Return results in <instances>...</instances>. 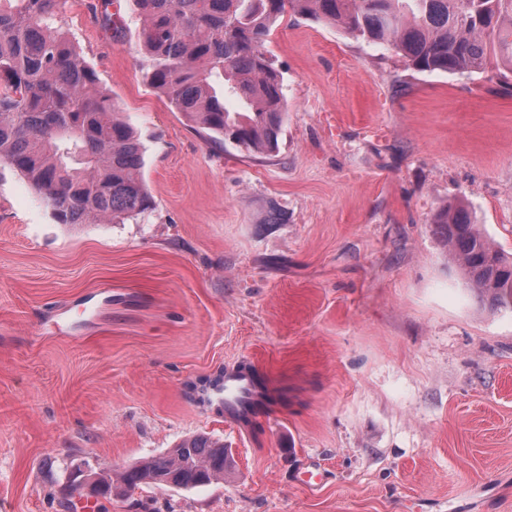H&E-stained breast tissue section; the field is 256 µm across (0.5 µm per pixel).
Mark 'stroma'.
I'll use <instances>...</instances> for the list:
<instances>
[{"mask_svg": "<svg viewBox=\"0 0 512 512\" xmlns=\"http://www.w3.org/2000/svg\"><path fill=\"white\" fill-rule=\"evenodd\" d=\"M88 3L65 18L141 137L152 205L61 224L0 164V512H76L74 465L196 435L227 448L223 479L97 512H512V309L434 225L467 205L512 255V74L419 72L288 14L265 43L288 111L257 154L148 86L131 0L118 34ZM232 367L271 396L247 423L202 401Z\"/></svg>", "mask_w": 512, "mask_h": 512, "instance_id": "35a3bbf8", "label": "stroma"}]
</instances>
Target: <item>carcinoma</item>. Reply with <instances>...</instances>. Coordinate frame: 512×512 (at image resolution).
<instances>
[{
	"instance_id": "1",
	"label": "carcinoma",
	"mask_w": 512,
	"mask_h": 512,
	"mask_svg": "<svg viewBox=\"0 0 512 512\" xmlns=\"http://www.w3.org/2000/svg\"><path fill=\"white\" fill-rule=\"evenodd\" d=\"M66 0H0V162L21 174L60 224H122L151 207L143 144L125 122L64 19ZM145 79L215 141L277 148L287 112L281 71L264 44L286 10L386 45L418 71L512 70V0H132ZM237 98L243 111L224 105ZM467 285L492 309L512 305V258L471 212L435 222ZM224 445L204 436L127 468L146 485L206 486L224 476Z\"/></svg>"
}]
</instances>
